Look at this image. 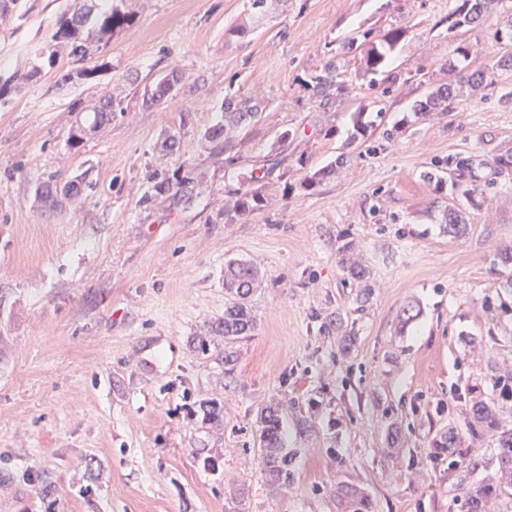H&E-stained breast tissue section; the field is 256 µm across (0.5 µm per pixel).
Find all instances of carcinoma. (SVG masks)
<instances>
[{
  "label": "carcinoma",
  "mask_w": 512,
  "mask_h": 512,
  "mask_svg": "<svg viewBox=\"0 0 512 512\" xmlns=\"http://www.w3.org/2000/svg\"><path fill=\"white\" fill-rule=\"evenodd\" d=\"M502 0H460L456 9L448 15V31L469 26L478 21L496 19L490 27L493 41L498 45H512V13L502 15ZM137 13L129 6L121 8L114 6L108 12L99 14L95 22L98 40H103L114 31L129 27L136 21ZM88 20V15L72 16L53 35V39H65L70 42L71 54L84 58L87 47L79 41L80 28ZM408 29L391 27L382 33L368 29L357 31L348 41V48L360 54V72L364 76L376 75L385 69L390 62L393 50L404 41ZM512 65V55L501 56L489 63L488 66L469 75L460 76V80L472 83L485 79L486 71ZM338 68L336 61L331 60L311 77L312 88L317 96H328L330 91L343 92L344 86L336 82ZM457 94L451 85H439L430 90L424 99L417 101L413 108L414 115L422 118L431 112H449L453 108ZM118 106L116 100H104L95 112V125L102 126L112 121V113ZM264 109L261 101L252 98L230 96L224 99V116L212 125L206 132L207 139L214 142H224V149L233 147V134L241 129L250 127L259 121ZM344 157L326 166L306 178L303 187L313 189L324 180L336 173V168L343 165ZM265 206V198L261 188H251L235 191L234 208L224 212V223L231 224L241 212H256ZM444 221L448 231L454 234L463 233L466 224L460 209H448L444 213ZM349 246L342 249L341 264L347 275L356 281L361 288L360 299L368 301L372 294L369 283V272L361 265L350 261L347 253ZM263 281L261 271L253 264L232 260L224 265V288L231 294L229 302L224 307V318L212 323L211 330L224 337L226 341H237L252 336L256 328V317L248 305V297ZM462 416L468 430L474 437L487 434L497 437L498 448L495 455L498 481L494 484L472 483L460 487L455 501L459 502L461 512H486V503L491 498L509 494L512 490V431L503 429L497 411L484 400L475 397L462 409ZM259 447L263 448L262 471L271 484H285L292 477L290 463L292 457L285 451L283 437V421L279 410L270 407L261 416V428L258 436ZM433 447L448 453V457L460 453L461 438L453 429L440 435L433 442ZM368 499L352 489L345 492V512H368Z\"/></svg>",
  "instance_id": "obj_1"
}]
</instances>
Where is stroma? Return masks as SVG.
<instances>
[{"label": "stroma", "mask_w": 512, "mask_h": 512, "mask_svg": "<svg viewBox=\"0 0 512 512\" xmlns=\"http://www.w3.org/2000/svg\"><path fill=\"white\" fill-rule=\"evenodd\" d=\"M244 2L137 0L136 23L109 41L85 25L82 61L65 44L47 55L51 37L112 0H13L0 13V512H342L345 485L371 512H450L460 482L496 475L495 437L470 440L472 467L454 471L432 442L467 438V387L498 397L512 367V172L493 165L512 148V69L417 119L426 89L413 75L454 82L460 44L475 68L501 54L486 32L448 33L456 0H268L252 21ZM245 21L249 34L232 35ZM395 25L409 34L368 83L344 40ZM333 56L347 90L326 100L309 80ZM170 73L177 85L151 101ZM228 95L265 109L221 154L204 134ZM110 97L121 112L93 128ZM381 105L351 140L356 112ZM342 154L332 179L303 188ZM439 160L440 193L423 179ZM250 171L268 204L225 223ZM50 174L80 193L45 207ZM158 177L187 194H155ZM448 208L465 210L462 235L445 231ZM348 243L373 286L364 303L340 263ZM232 259L264 275L257 328L204 353ZM410 304L418 315L401 324ZM336 314L345 335L323 328ZM209 403L219 424L203 419ZM272 404L292 456L280 486L257 442Z\"/></svg>", "instance_id": "obj_1"}]
</instances>
